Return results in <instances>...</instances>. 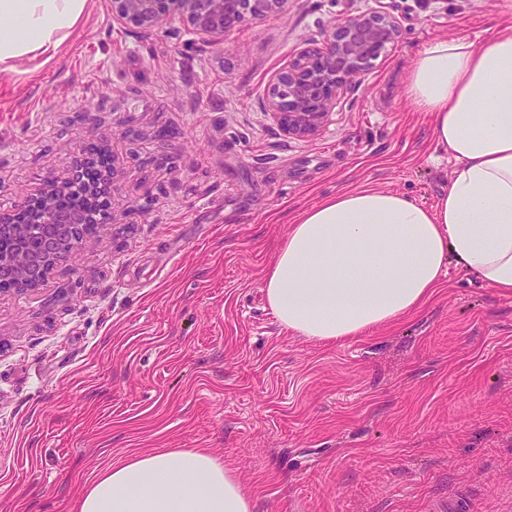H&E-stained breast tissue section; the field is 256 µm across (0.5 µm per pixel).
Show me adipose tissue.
Here are the masks:
<instances>
[{
	"label": "adipose tissue",
	"instance_id": "1",
	"mask_svg": "<svg viewBox=\"0 0 512 512\" xmlns=\"http://www.w3.org/2000/svg\"><path fill=\"white\" fill-rule=\"evenodd\" d=\"M88 0H0V73L51 60L84 24ZM430 116L434 162L452 161L434 205L373 187L303 209L265 273L278 324L333 344L419 312L450 268L512 294V27L482 44L439 38L405 84ZM236 472L202 448H164L109 463L74 512H253Z\"/></svg>",
	"mask_w": 512,
	"mask_h": 512
}]
</instances>
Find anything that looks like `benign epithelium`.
<instances>
[{
    "label": "benign epithelium",
    "instance_id": "7a95c632",
    "mask_svg": "<svg viewBox=\"0 0 512 512\" xmlns=\"http://www.w3.org/2000/svg\"><path fill=\"white\" fill-rule=\"evenodd\" d=\"M285 0H106L112 22L144 33L180 20L208 46L247 17L283 8ZM403 34L399 20L384 11L337 18L322 40L300 49L271 81L266 112L291 139L306 141L321 130L337 100ZM115 170L105 146L81 148L64 176H50L42 190L8 210L0 209V292L34 291L53 269L71 259L73 244H83L107 224Z\"/></svg>",
    "mask_w": 512,
    "mask_h": 512
}]
</instances>
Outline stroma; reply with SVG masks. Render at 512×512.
Instances as JSON below:
<instances>
[{
	"instance_id": "obj_1",
	"label": "stroma",
	"mask_w": 512,
	"mask_h": 512,
	"mask_svg": "<svg viewBox=\"0 0 512 512\" xmlns=\"http://www.w3.org/2000/svg\"><path fill=\"white\" fill-rule=\"evenodd\" d=\"M372 10L401 38L316 136L288 138L273 76ZM508 25L512 0H287L213 49L91 0L56 57L0 74L1 208L92 143L119 174L107 230L44 288L0 294V512H71L98 468L159 448L207 449L254 512H512V295L454 269L417 314L336 345L282 328L264 296L305 207L447 188L406 77L431 40Z\"/></svg>"
}]
</instances>
